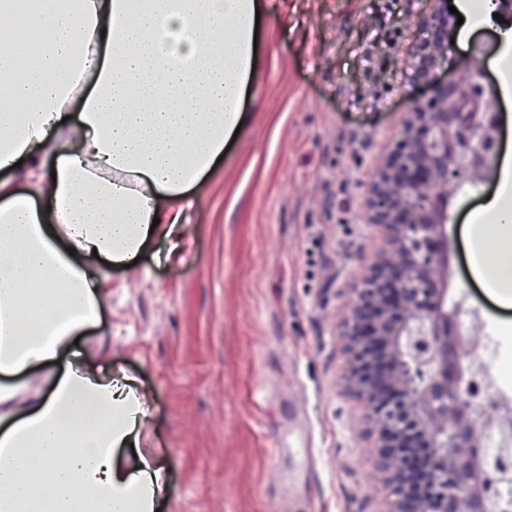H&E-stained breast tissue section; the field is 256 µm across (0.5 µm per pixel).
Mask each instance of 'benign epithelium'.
<instances>
[{
	"label": "benign epithelium",
	"instance_id": "1",
	"mask_svg": "<svg viewBox=\"0 0 512 512\" xmlns=\"http://www.w3.org/2000/svg\"><path fill=\"white\" fill-rule=\"evenodd\" d=\"M427 37L407 59L428 94L405 113L395 147L372 182L369 223L387 248L369 267L341 336L346 391L362 402L372 464L391 487L385 512H487L493 463L464 390L479 365L476 331L458 323L463 304L448 288L452 183L488 181L500 146L497 115L464 72L448 67V0L419 16Z\"/></svg>",
	"mask_w": 512,
	"mask_h": 512
}]
</instances>
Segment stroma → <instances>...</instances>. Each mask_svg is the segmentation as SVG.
Wrapping results in <instances>:
<instances>
[{"mask_svg": "<svg viewBox=\"0 0 512 512\" xmlns=\"http://www.w3.org/2000/svg\"><path fill=\"white\" fill-rule=\"evenodd\" d=\"M267 30L249 119L195 196L177 246L153 239L101 288L72 351L149 394L127 468L159 463L160 512H384L364 409L345 390L339 336L372 255L370 180L425 89L407 50L427 0H264ZM512 156V94L479 62ZM497 181L448 212L449 286L512 361V304L475 276L467 228Z\"/></svg>", "mask_w": 512, "mask_h": 512, "instance_id": "obj_1", "label": "stroma"}]
</instances>
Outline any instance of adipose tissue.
Wrapping results in <instances>:
<instances>
[{"label":"adipose tissue","mask_w":512,"mask_h":512,"mask_svg":"<svg viewBox=\"0 0 512 512\" xmlns=\"http://www.w3.org/2000/svg\"><path fill=\"white\" fill-rule=\"evenodd\" d=\"M263 9L262 0H62L39 20L38 54L0 41V169L22 160L30 177L23 193L0 180V375L62 367L51 393L23 408L17 388L0 384L11 421L0 432V512H155L159 469L114 463L115 449L138 447L147 401L95 362L62 355L99 317L96 279L152 236L177 234L187 192L244 124ZM500 176L473 250L487 228L512 223V162Z\"/></svg>","instance_id":"ef3b65f1"}]
</instances>
